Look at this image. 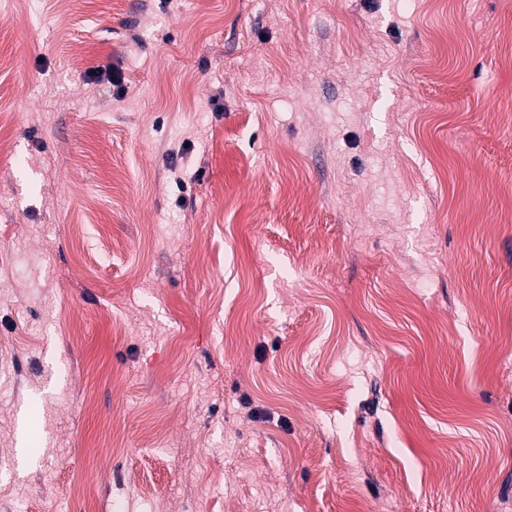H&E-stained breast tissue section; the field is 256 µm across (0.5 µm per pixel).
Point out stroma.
I'll return each mask as SVG.
<instances>
[{
  "label": "stroma",
  "instance_id": "35a3bbf8",
  "mask_svg": "<svg viewBox=\"0 0 512 512\" xmlns=\"http://www.w3.org/2000/svg\"><path fill=\"white\" fill-rule=\"evenodd\" d=\"M0 16V512H512V0Z\"/></svg>",
  "mask_w": 512,
  "mask_h": 512
}]
</instances>
